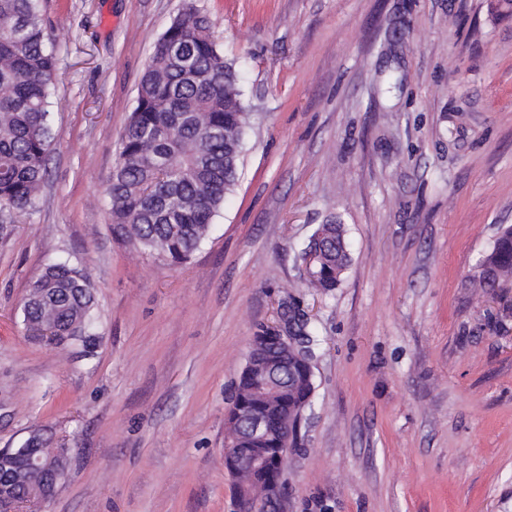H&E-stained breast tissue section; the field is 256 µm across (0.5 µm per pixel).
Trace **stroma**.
Returning a JSON list of instances; mask_svg holds the SVG:
<instances>
[{
	"label": "stroma",
	"instance_id": "obj_1",
	"mask_svg": "<svg viewBox=\"0 0 512 512\" xmlns=\"http://www.w3.org/2000/svg\"><path fill=\"white\" fill-rule=\"evenodd\" d=\"M251 112L239 179L178 266L112 237L105 195L145 64L187 3ZM56 141L0 210V448H68L37 512H232L225 409L259 325L315 331L288 512H512V14L497 0H43ZM347 230L336 288L299 254ZM96 336L55 348L20 303L55 259ZM512 275V228L505 229L482 263L475 280L480 288H492L501 278Z\"/></svg>",
	"mask_w": 512,
	"mask_h": 512
}]
</instances>
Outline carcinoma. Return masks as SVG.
<instances>
[{
    "instance_id": "carcinoma-1",
    "label": "carcinoma",
    "mask_w": 512,
    "mask_h": 512,
    "mask_svg": "<svg viewBox=\"0 0 512 512\" xmlns=\"http://www.w3.org/2000/svg\"><path fill=\"white\" fill-rule=\"evenodd\" d=\"M209 16L188 3L156 43L142 74L137 104L121 136L120 162L107 188L112 236L172 264L189 260L207 238L224 196L237 180L248 112L234 64L213 39ZM57 67L48 44L42 0H0V206L29 210L47 174L54 141L52 88ZM308 283L335 288L349 263L342 224L318 226L302 252ZM512 275V228L504 230L476 279L492 288ZM34 288L54 289L41 308L23 299L28 333L52 316L63 324L49 343L61 345L93 326L86 276L66 260L46 265ZM313 384L294 378L288 403L310 408ZM235 398L259 407L254 379L242 371Z\"/></svg>"
}]
</instances>
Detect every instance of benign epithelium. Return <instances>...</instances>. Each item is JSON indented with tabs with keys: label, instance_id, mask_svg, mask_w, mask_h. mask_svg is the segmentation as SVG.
Here are the masks:
<instances>
[{
	"label": "benign epithelium",
	"instance_id": "1",
	"mask_svg": "<svg viewBox=\"0 0 512 512\" xmlns=\"http://www.w3.org/2000/svg\"><path fill=\"white\" fill-rule=\"evenodd\" d=\"M292 366L307 380H312L309 357L298 348L297 338L287 329L264 326L252 336L247 355V368L257 377V386L270 404L263 413H253L239 405L237 413L245 424L244 431L234 439L235 450L224 457V469L234 481L235 512H249L252 494L248 492V476L254 470L266 473L261 497L265 512H284L287 497L283 484L286 458L266 448L275 430L288 433V421L293 413L278 400L277 381L280 372ZM52 440L35 433L21 448H0V512H19L23 500L15 496L12 485L27 483L29 502L38 504L56 492L63 478L68 449L51 447ZM38 482L28 483L31 473Z\"/></svg>",
	"mask_w": 512,
	"mask_h": 512
}]
</instances>
